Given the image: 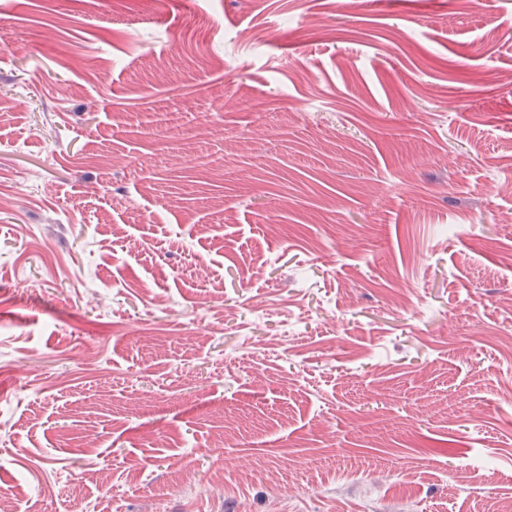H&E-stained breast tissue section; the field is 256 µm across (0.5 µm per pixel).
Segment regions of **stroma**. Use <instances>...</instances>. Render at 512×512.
Masks as SVG:
<instances>
[{
	"label": "stroma",
	"mask_w": 512,
	"mask_h": 512,
	"mask_svg": "<svg viewBox=\"0 0 512 512\" xmlns=\"http://www.w3.org/2000/svg\"><path fill=\"white\" fill-rule=\"evenodd\" d=\"M474 2L0 0V493L499 512L512 0Z\"/></svg>",
	"instance_id": "1"
}]
</instances>
